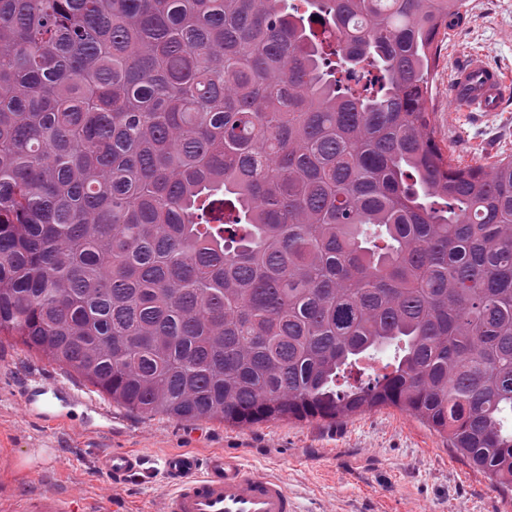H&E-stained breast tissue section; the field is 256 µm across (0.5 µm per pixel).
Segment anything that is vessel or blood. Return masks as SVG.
Listing matches in <instances>:
<instances>
[{
	"label": "vessel or blood",
	"mask_w": 512,
	"mask_h": 512,
	"mask_svg": "<svg viewBox=\"0 0 512 512\" xmlns=\"http://www.w3.org/2000/svg\"><path fill=\"white\" fill-rule=\"evenodd\" d=\"M512 93V76L471 54L455 68L450 106L468 112L500 111ZM97 468L113 482H153L155 472L142 456L113 450L97 456ZM169 483L164 512H297L295 501L280 478L260 473L240 458L216 452L204 457L175 452L163 460ZM13 476L0 468V512H79L69 497L52 488L16 498Z\"/></svg>",
	"instance_id": "1"
}]
</instances>
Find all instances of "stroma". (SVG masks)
<instances>
[{"label":"stroma","instance_id":"35a3bbf8","mask_svg":"<svg viewBox=\"0 0 512 512\" xmlns=\"http://www.w3.org/2000/svg\"><path fill=\"white\" fill-rule=\"evenodd\" d=\"M438 41L431 79L439 145L449 147L462 166L512 155V101L488 116L448 109L460 58L478 52L512 72V0H466L461 20L442 30ZM36 373L94 391L72 368L29 349L19 337L0 338V448L16 453L24 472L17 484L22 496L52 487L80 504L95 501L100 512H162L169 488L165 478L151 485H116L95 468L97 455L129 450L157 469L174 451H219L282 478L298 512H512V492L494 487L440 434L393 407L336 422L282 418L235 426L145 418L116 406L106 431L92 413H75L66 424L23 415L18 396Z\"/></svg>","mask_w":512,"mask_h":512}]
</instances>
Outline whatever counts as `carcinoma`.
Masks as SVG:
<instances>
[{
    "mask_svg": "<svg viewBox=\"0 0 512 512\" xmlns=\"http://www.w3.org/2000/svg\"><path fill=\"white\" fill-rule=\"evenodd\" d=\"M303 3L0 0V336L146 417L392 406L512 491V156L428 108L465 0Z\"/></svg>",
    "mask_w": 512,
    "mask_h": 512,
    "instance_id": "cac0c4a2",
    "label": "carcinoma"
}]
</instances>
